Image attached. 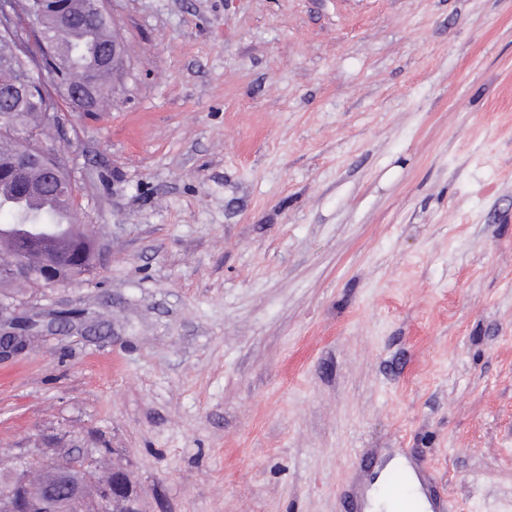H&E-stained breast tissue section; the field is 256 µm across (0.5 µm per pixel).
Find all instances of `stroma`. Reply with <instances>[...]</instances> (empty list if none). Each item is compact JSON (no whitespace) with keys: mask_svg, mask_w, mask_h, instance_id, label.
I'll return each mask as SVG.
<instances>
[{"mask_svg":"<svg viewBox=\"0 0 512 512\" xmlns=\"http://www.w3.org/2000/svg\"><path fill=\"white\" fill-rule=\"evenodd\" d=\"M52 135L100 273L27 291L0 455L80 435L144 512H343L399 449L512 512V0H105Z\"/></svg>","mask_w":512,"mask_h":512,"instance_id":"obj_1","label":"stroma"}]
</instances>
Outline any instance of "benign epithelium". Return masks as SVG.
Listing matches in <instances>:
<instances>
[{
    "label": "benign epithelium",
    "mask_w": 512,
    "mask_h": 512,
    "mask_svg": "<svg viewBox=\"0 0 512 512\" xmlns=\"http://www.w3.org/2000/svg\"><path fill=\"white\" fill-rule=\"evenodd\" d=\"M46 12L43 0H0V36L10 42L13 59L21 62L27 75L42 77L46 62L57 59L60 48L48 38L44 23ZM124 66L122 40L112 32V56L103 60L102 68L117 73ZM99 78L98 70L85 74L82 85L72 93V99L92 109L93 93ZM7 94L16 105L36 103L42 114L41 134L29 135L18 131L16 137L26 140V145L11 153L4 168L25 182L30 193L38 186L28 182L32 167H41L47 176L59 177L69 168L68 157L45 145V137L62 128L66 115L51 106L54 95L46 84L35 85L29 81L11 83ZM68 225H33L30 235L36 239L46 236H62L68 233ZM72 257L67 250L46 252L40 262L38 287L64 288L69 281L64 271ZM33 272L26 259L16 256L0 265V279L10 283L29 282ZM18 304H0V362L22 355L37 333L38 324L19 315ZM75 460L84 463L76 480L69 477V467ZM106 449H80L78 440L67 442L47 439L41 448L5 460L0 459V471L10 475L9 482L0 488V512H143L140 491L129 472L117 465H105ZM56 480L66 487V492L54 496L44 492V487Z\"/></svg>",
    "instance_id": "benign-epithelium-1"
}]
</instances>
